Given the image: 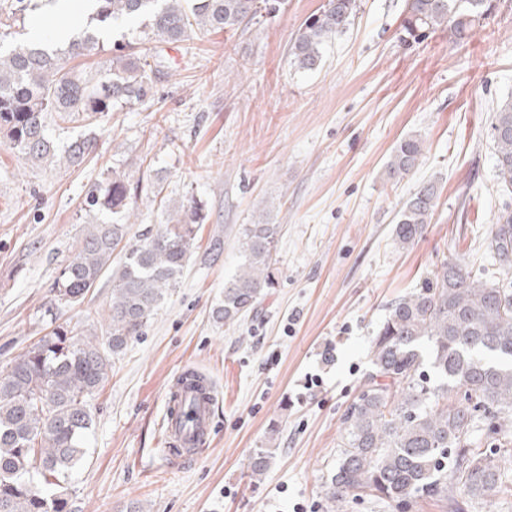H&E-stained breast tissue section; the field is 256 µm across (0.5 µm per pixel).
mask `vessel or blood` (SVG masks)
<instances>
[{"label": "vessel or blood", "mask_w": 512, "mask_h": 512, "mask_svg": "<svg viewBox=\"0 0 512 512\" xmlns=\"http://www.w3.org/2000/svg\"><path fill=\"white\" fill-rule=\"evenodd\" d=\"M193 368L179 369L166 390V413L163 419L162 445L164 453L196 440L200 450H207L213 433L214 401L200 395Z\"/></svg>", "instance_id": "1"}]
</instances>
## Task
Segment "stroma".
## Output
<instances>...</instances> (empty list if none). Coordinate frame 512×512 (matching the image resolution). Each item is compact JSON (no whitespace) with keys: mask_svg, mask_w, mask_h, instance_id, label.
<instances>
[{"mask_svg":"<svg viewBox=\"0 0 512 512\" xmlns=\"http://www.w3.org/2000/svg\"><path fill=\"white\" fill-rule=\"evenodd\" d=\"M325 2L283 0L261 24L165 45L151 98L92 126L49 116L59 145L97 135L90 162L33 164L0 140V374L55 327L106 337L110 278L72 304L52 292L97 219L80 208L94 182L125 168L138 183L130 244L165 207L202 206L180 283L88 399L92 434L63 488L73 512H326L341 416L389 303L446 260L512 286V267L487 251L508 201L490 119L512 96V0H497L463 46L441 30L403 42L406 0H358L320 65L298 70L290 47ZM406 136L423 156L393 183L386 163ZM429 183L433 218L398 248L397 215ZM260 219L283 227L277 284L234 324L214 321L244 261L241 228ZM185 365L214 379L219 406L209 449L178 466L161 451V424L167 382ZM257 448L273 455L259 481L248 471Z\"/></svg>","mask_w":512,"mask_h":512,"instance_id":"1","label":"stroma"}]
</instances>
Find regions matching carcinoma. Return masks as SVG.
Masks as SVG:
<instances>
[{"mask_svg": "<svg viewBox=\"0 0 512 512\" xmlns=\"http://www.w3.org/2000/svg\"><path fill=\"white\" fill-rule=\"evenodd\" d=\"M90 8L74 31L67 16L51 36L25 37L28 15L39 0H0V138L29 161L79 166L95 138L71 142L62 153L47 134V117L91 126L108 113L142 104L152 89L149 59L156 48L133 50L113 43L109 66L95 74L68 66L70 60L105 51L119 21L134 20L139 41L183 42L190 36L234 31L282 0H87ZM357 0H328L301 25L291 46L293 64L313 70L322 45L342 34L357 12ZM495 8L494 0H408L403 31L412 38L437 29L467 42ZM500 192L512 195V97L501 101L491 122ZM423 154L415 136L400 140L386 165L399 182L415 171ZM128 174L111 170L82 202V210L110 214L88 227L75 253L54 281L58 301L76 303L112 277L107 344L63 327L33 343L0 375V512H71L63 494L41 483L67 479L82 460L92 415L86 398L99 390L116 354L176 287L196 249L202 208L190 198L164 213L163 223L139 243L123 245L131 216ZM435 207L434 186L411 196L393 233L406 248L419 240ZM280 224H245L244 262L224 283V301L214 310L226 324L255 309L274 286L273 265ZM489 249L500 264L512 261V208L495 215ZM121 251L117 264L112 256ZM371 368L360 393L341 417L336 465L327 471L326 499L349 503L364 496L400 506L445 498L451 512L504 485L498 461L512 458V288L477 280L459 262H443L422 286L400 297L373 337ZM489 440L481 448L477 437ZM272 465L265 448L254 450L250 477L260 480Z\"/></svg>", "mask_w": 512, "mask_h": 512, "instance_id": "cac0c4a2", "label": "carcinoma"}]
</instances>
